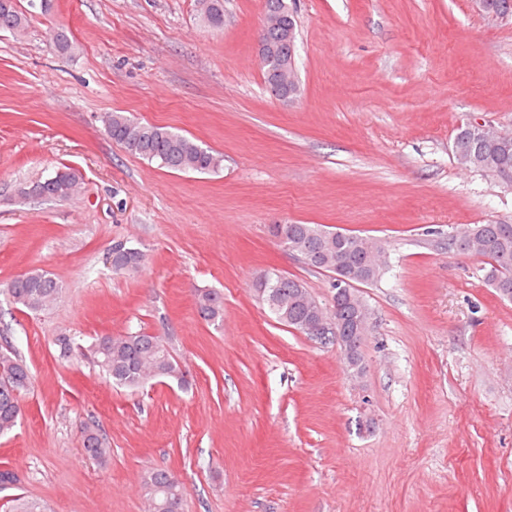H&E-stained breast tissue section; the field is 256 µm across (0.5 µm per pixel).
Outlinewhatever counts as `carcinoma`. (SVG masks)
<instances>
[{"label": "carcinoma", "instance_id": "1", "mask_svg": "<svg viewBox=\"0 0 512 512\" xmlns=\"http://www.w3.org/2000/svg\"><path fill=\"white\" fill-rule=\"evenodd\" d=\"M203 19L218 27L224 24V0H198ZM266 12L276 19L268 30L277 55L288 59V11L282 0H264ZM0 30L23 34L26 17L16 0H0ZM106 129L114 142L129 154L158 160L167 169L178 172L216 173L223 167V156L204 148L196 140L167 127L142 123L122 112L107 116ZM452 153L457 163L487 173L503 182L512 179V137L483 131L466 122L456 128ZM79 184L77 171L68 166L54 170L44 178L28 183L47 199H67ZM273 235L289 252L301 254L305 263L334 275L331 288H348L344 295L323 307L297 279L267 271L256 283L258 298L276 320L305 336H311L306 323L312 312L332 315L344 341H358L354 320L359 314L371 313L358 287L376 282L384 271V244L374 238L340 231H330L321 224H276ZM461 245L456 250L483 259L482 280L495 294L512 301V223L491 222L470 224L454 233ZM144 253L124 243L112 246V270L117 273L138 271ZM62 291L61 283L48 272L35 269L13 280L6 296L13 305L31 313L48 309ZM198 316L208 323L224 320V298L213 289L199 290L195 297ZM62 359L79 351L89 358L116 386L136 389L156 378L183 381L184 371L172 355L164 339L145 331L126 335H105L89 345L78 344L74 337L62 333L55 338ZM32 377L27 364L14 351H0V436L9 434L21 416L20 400L31 387ZM84 452L105 462L111 448L100 425L93 421L81 431ZM142 488L150 512H184L186 489L178 477L167 469H149L142 476Z\"/></svg>", "mask_w": 512, "mask_h": 512}]
</instances>
